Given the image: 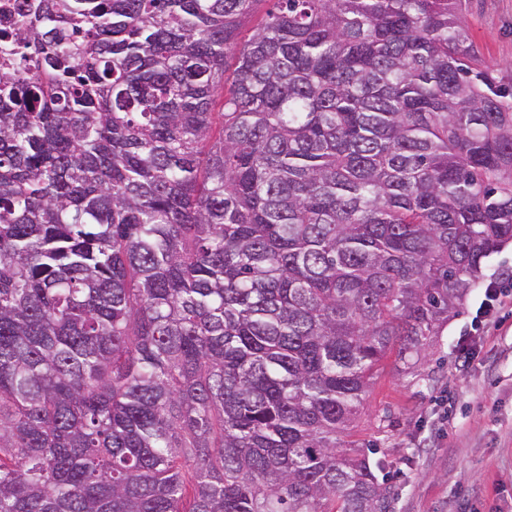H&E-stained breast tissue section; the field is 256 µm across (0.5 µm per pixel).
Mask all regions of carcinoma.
<instances>
[{
  "mask_svg": "<svg viewBox=\"0 0 512 512\" xmlns=\"http://www.w3.org/2000/svg\"><path fill=\"white\" fill-rule=\"evenodd\" d=\"M263 2L0 20V512H388L353 422L512 243V78L463 0Z\"/></svg>",
  "mask_w": 512,
  "mask_h": 512,
  "instance_id": "cac0c4a2",
  "label": "carcinoma"
}]
</instances>
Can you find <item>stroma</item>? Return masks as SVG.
Masks as SVG:
<instances>
[{"mask_svg":"<svg viewBox=\"0 0 512 512\" xmlns=\"http://www.w3.org/2000/svg\"><path fill=\"white\" fill-rule=\"evenodd\" d=\"M482 60L512 71V0H466ZM477 318L475 286L424 358L388 356L366 392L353 438L395 489L390 512H512V283Z\"/></svg>","mask_w":512,"mask_h":512,"instance_id":"stroma-1","label":"stroma"}]
</instances>
